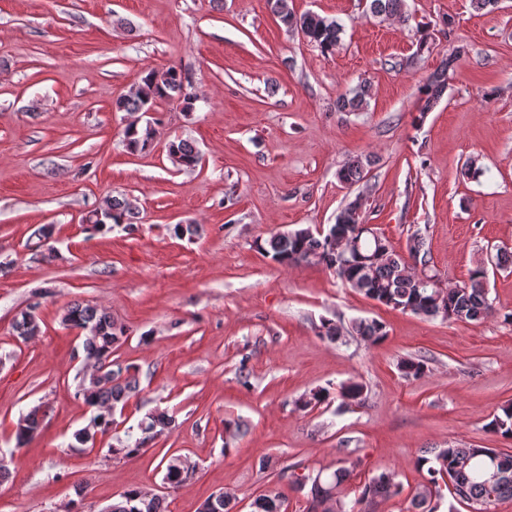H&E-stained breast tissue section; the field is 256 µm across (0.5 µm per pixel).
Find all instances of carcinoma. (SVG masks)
<instances>
[{"mask_svg":"<svg viewBox=\"0 0 512 512\" xmlns=\"http://www.w3.org/2000/svg\"><path fill=\"white\" fill-rule=\"evenodd\" d=\"M274 12L279 15L287 28L301 34L315 44L322 52L328 53L341 41L344 26L335 19H328L315 13L300 16L290 11L287 0H274ZM369 12L374 16H406V0H369ZM462 55V50L449 57L439 72L434 74L423 87L427 98L424 110H429L448 84V71ZM368 96L367 85H358L337 101L341 111L360 109ZM159 101H178L190 111L197 102V96L187 91L182 74L174 67L150 69L141 78V82L129 94L117 101V109L125 112H146ZM156 130L151 123L140 126L129 124L124 130V141L131 151L145 148L153 140ZM168 153L179 166L193 169L199 163L196 148L187 140L177 139L169 142ZM340 182L352 186L365 178V163L357 157L349 160L337 171ZM361 199L355 198L336 217V223L327 231L320 233L311 228H302L294 232L275 234L267 241L269 249L265 253L280 264L307 262L320 264L333 271L349 287L365 297L398 310L414 306L412 313L426 317H440L448 321L478 322L496 315L490 301L487 288L488 267L480 263L471 273L470 282L462 286L443 289L439 286L437 275L425 274L428 282L406 273L410 264L427 268L430 262L425 238L413 234L409 239L408 256L397 253L387 238L377 239L374 232L366 230L358 234L359 258H348L349 265L342 261L332 250L328 233L334 231L340 237L346 232V225L359 221L358 210ZM96 211L109 213L104 222L89 221L90 230L105 232L114 225L135 226L138 216L124 199L109 196ZM61 322L83 333V351L85 360L93 362V370L84 375L77 387V395L93 409L90 423L74 434L77 443L84 445L94 441L96 434H105L115 424L112 410L117 404L140 392V379L132 366L112 358L114 347L125 335L123 327L117 325L112 317L97 307L74 303L68 306ZM14 330L18 338L27 340L40 332L35 308L21 313L15 321ZM349 333L375 343L385 336L383 326L377 321L359 320L351 325ZM400 369L409 378H419L426 372V365L420 359H406ZM363 387L358 383L343 384L339 396L345 404L361 401ZM330 398L326 389L313 390L296 401L303 409H313ZM43 418L35 408L21 417L16 428V445L22 446L37 433ZM175 417L167 410H156L141 420L144 436L135 441L122 442L112 449V453L123 458H135L144 452L147 443L156 436L171 430ZM489 430L512 438V404L502 408V415L489 424ZM419 464L428 466L429 485L434 495L424 494L421 487L410 501V512H436L434 498L440 497V484L451 483L466 490L467 503L475 509L493 498L492 504L504 499H512V453L498 448H470L451 446L441 449L429 459L423 457ZM359 460L346 454L340 460V466L328 481L311 485L310 509L320 512H358L356 506L369 505L376 500H386L400 494V485L392 474L382 472L370 478L362 488L360 496L349 507L339 496L333 493L352 475ZM195 466L179 470L166 464L163 481L172 488L182 486L193 474ZM144 490L133 488L122 492L119 499L110 504L111 512H136L140 507ZM256 512H285L284 501L279 494L270 492L258 496L254 502Z\"/></svg>","mask_w":512,"mask_h":512,"instance_id":"cac0c4a2","label":"carcinoma"}]
</instances>
